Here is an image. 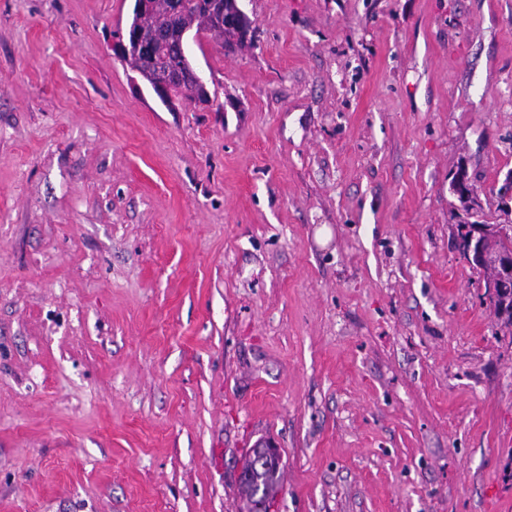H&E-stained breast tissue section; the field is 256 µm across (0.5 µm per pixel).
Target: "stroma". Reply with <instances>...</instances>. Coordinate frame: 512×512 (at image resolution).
<instances>
[{
  "instance_id": "1",
  "label": "stroma",
  "mask_w": 512,
  "mask_h": 512,
  "mask_svg": "<svg viewBox=\"0 0 512 512\" xmlns=\"http://www.w3.org/2000/svg\"><path fill=\"white\" fill-rule=\"evenodd\" d=\"M133 0H0V512H512V326L463 258L512 171V0H241L211 102ZM179 84H182V78L176 74L166 75L165 78L152 85L154 92L159 98H161V100H163L164 105L172 109L174 108L175 103L180 101L175 94L176 87ZM268 457H272L279 465L277 446L270 440L259 446ZM260 448H251L239 476L240 485L245 492L246 500L252 506L249 512H268L270 503L276 497L280 486V466L271 458H264ZM260 492L261 497L256 498Z\"/></svg>"
}]
</instances>
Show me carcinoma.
Wrapping results in <instances>:
<instances>
[{
  "label": "carcinoma",
  "instance_id": "cac0c4a2",
  "mask_svg": "<svg viewBox=\"0 0 512 512\" xmlns=\"http://www.w3.org/2000/svg\"><path fill=\"white\" fill-rule=\"evenodd\" d=\"M171 2L150 0L151 9L140 24L126 31V36L154 45L152 54L129 60V64L140 69L147 78L188 69L184 57L172 48L178 32L186 28L197 32L211 30L238 16V0H180L181 8L177 11ZM510 247L512 232L487 243L485 256L478 264L485 271L486 278L497 277L499 254ZM239 480L246 500L251 504L250 512H269L270 503L280 486V466L272 459L263 457L259 448L255 447L248 454Z\"/></svg>",
  "mask_w": 512,
  "mask_h": 512
}]
</instances>
